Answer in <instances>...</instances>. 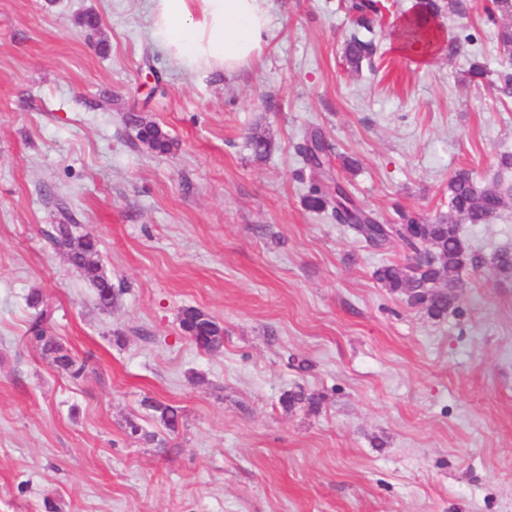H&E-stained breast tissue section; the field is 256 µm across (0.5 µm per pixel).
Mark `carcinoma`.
<instances>
[{"mask_svg": "<svg viewBox=\"0 0 512 512\" xmlns=\"http://www.w3.org/2000/svg\"><path fill=\"white\" fill-rule=\"evenodd\" d=\"M345 9L357 16V24L369 28L370 15L379 12L373 0H349ZM439 7L433 0H422L418 11L408 20L397 35L409 44H419L428 50L432 47L428 25L434 22ZM487 11L491 20L499 23L500 48L512 55V0H489ZM377 46L372 40H363L354 34L347 40L344 58L350 67L359 70L362 62L372 60ZM135 138L151 150L166 153L173 141L154 123L131 119ZM314 176L305 206L316 212L329 211L339 224L349 225L368 245L381 249L396 242L413 254L426 255L423 262L404 270L394 264L384 265L374 272L375 279L392 293L407 297L409 304L424 309L435 319H443L458 309L455 274L464 266L478 265L480 259L469 253L460 234L462 224H485L504 203L497 189L478 187L469 172L460 170L448 180V209L456 220L437 219L428 221L405 210L397 209L398 219L385 224L371 211L360 207L341 182L330 175V155L326 153L324 140L313 136L299 147ZM46 235L55 247L66 255L69 262L81 270L85 279L95 289L96 302L110 308L117 299L112 279L101 270L98 239L86 232L76 235L70 224H54ZM36 316L28 329L29 339L41 349L54 355L58 367L71 377L79 378L84 365L76 364L62 353L58 341L46 334L45 322L51 317L53 308L44 296L34 291L28 296ZM182 331L202 350L215 353L224 347V325L208 312L197 307H186L180 314ZM321 398L302 390L286 391L281 396L285 408L298 404L317 407ZM164 428L170 432L178 429L182 421L181 408L154 399L143 400Z\"/></svg>", "mask_w": 512, "mask_h": 512, "instance_id": "carcinoma-1", "label": "carcinoma"}]
</instances>
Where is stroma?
Returning <instances> with one entry per match:
<instances>
[{
    "label": "stroma",
    "mask_w": 512,
    "mask_h": 512,
    "mask_svg": "<svg viewBox=\"0 0 512 512\" xmlns=\"http://www.w3.org/2000/svg\"><path fill=\"white\" fill-rule=\"evenodd\" d=\"M382 2L373 65L347 66L339 0H270L267 45L229 75L171 61L148 0H0V512H512V277L493 261L512 196L463 225L483 262L441 320L375 280L408 265L398 244L304 204L295 146L314 134L388 221L449 217L460 170L512 184V58L486 0H438L423 62L393 34L417 0ZM133 115L171 152L135 140ZM52 224L98 236L111 308ZM35 289L80 378L26 340ZM189 306L223 323L221 352L181 330ZM289 390L322 404L283 409ZM147 397L182 407L176 432Z\"/></svg>",
    "instance_id": "stroma-1"
}]
</instances>
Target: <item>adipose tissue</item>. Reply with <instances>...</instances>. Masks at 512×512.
<instances>
[{"label":"adipose tissue","mask_w":512,"mask_h":512,"mask_svg":"<svg viewBox=\"0 0 512 512\" xmlns=\"http://www.w3.org/2000/svg\"><path fill=\"white\" fill-rule=\"evenodd\" d=\"M150 12L152 40L187 72H237L268 36V0H150Z\"/></svg>","instance_id":"obj_1"}]
</instances>
